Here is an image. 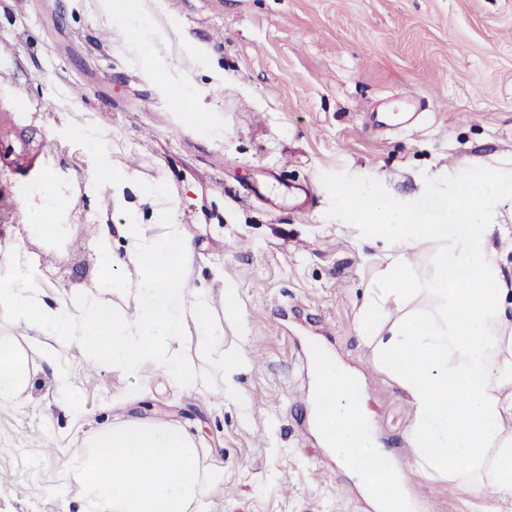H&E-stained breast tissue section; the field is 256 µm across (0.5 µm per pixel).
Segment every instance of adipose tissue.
<instances>
[{"label":"adipose tissue","instance_id":"ef3b65f1","mask_svg":"<svg viewBox=\"0 0 512 512\" xmlns=\"http://www.w3.org/2000/svg\"><path fill=\"white\" fill-rule=\"evenodd\" d=\"M506 194H512V178L464 174L448 201L447 220L422 224L378 197L350 187L339 191L350 209L378 218L365 231L380 244L386 264L360 313V341L413 410L411 460L384 462L394 472L380 493L384 512H413L405 484L418 474L466 487L484 512H500L501 503L512 501V310L505 306L512 291L487 224L489 204ZM126 216L124 255L113 253L103 227H95L93 239L106 276L132 290L131 311L116 313L94 294L47 303L19 287L29 273L19 247L0 253V306L12 308L26 329L76 337L90 360L111 361L132 377L153 370L185 389L197 384L181 353L187 328L195 327L223 380L218 398H237L234 376L244 360L224 349V328L211 319L210 291L185 274L193 249L183 226L166 222L163 234L153 236L135 208ZM424 249L431 252L426 273L407 259L408 252ZM28 382L25 353L13 337L0 336V406L15 402ZM317 386L326 444L348 472L370 481L365 464L379 448L373 431L358 421L363 408L356 376L323 358Z\"/></svg>","mask_w":512,"mask_h":512}]
</instances>
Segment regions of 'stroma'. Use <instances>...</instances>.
I'll return each instance as SVG.
<instances>
[{
    "instance_id": "35a3bbf8",
    "label": "stroma",
    "mask_w": 512,
    "mask_h": 512,
    "mask_svg": "<svg viewBox=\"0 0 512 512\" xmlns=\"http://www.w3.org/2000/svg\"><path fill=\"white\" fill-rule=\"evenodd\" d=\"M123 20L104 0H0V127L32 147L18 163L0 152V251L24 243L44 300L95 289L130 311L85 227L105 225L123 253L126 217L94 199L92 179L136 171L126 200L153 234L165 220L185 226L187 278L211 289L225 346L248 358L242 400L214 396L220 377L195 335L182 354L198 384L182 389L159 373L135 380L91 365L74 341L47 356L49 337L0 307V336L17 337L30 377L0 407V512H88L68 467L92 436L133 420L185 428L201 468H223V485L190 512H371L323 447L312 404L295 398L312 387L319 341L361 373L380 447L410 458L412 408L359 342L384 265L359 227L376 218L343 206L339 190L444 218L456 169L512 171V0H128ZM188 103L218 131L197 128ZM48 180L70 200L52 240L25 222L38 199L19 194ZM155 184L168 200L162 221L140 201ZM489 222L512 285V196ZM410 493L421 512L482 509L426 475Z\"/></svg>"
}]
</instances>
